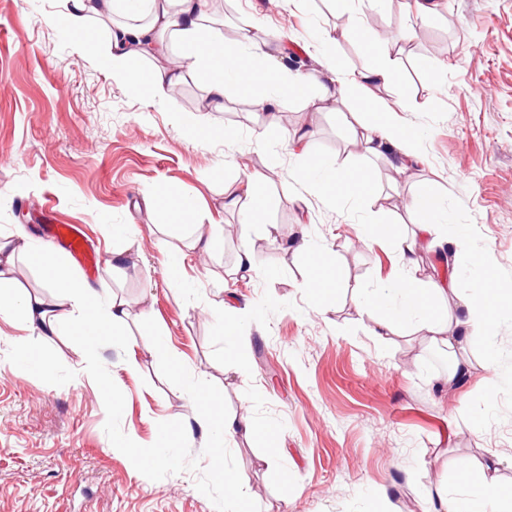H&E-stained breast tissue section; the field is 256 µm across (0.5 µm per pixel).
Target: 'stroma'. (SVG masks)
Wrapping results in <instances>:
<instances>
[{
    "label": "stroma",
    "instance_id": "35a3bbf8",
    "mask_svg": "<svg viewBox=\"0 0 512 512\" xmlns=\"http://www.w3.org/2000/svg\"><path fill=\"white\" fill-rule=\"evenodd\" d=\"M209 9L227 49L252 30L296 49L304 70L331 58L365 71L373 55L360 22L374 35L407 28L392 54L399 80L369 95L415 133L420 162L398 173L363 157L342 106L301 97L280 100L283 138L267 144L252 106L262 92L243 96L233 79L220 111L196 79L145 103L68 40L54 20L62 0H0V236L21 224L37 244L45 223L82 225L98 258L84 280L130 311L124 335L93 341L27 337L0 323V512H219L220 466L249 512H422L492 453L498 478L512 484V299L468 348L467 379L449 384L450 358L414 324L374 336L380 310L364 298L399 264L390 245L359 239L368 224L410 232L406 202L432 192L448 209L437 236L466 242L460 283L491 275L512 289V0H440L426 21L404 0H209ZM193 122L221 132L192 137ZM303 131L308 156L292 145ZM327 166L373 169L370 198L314 192ZM254 176L267 199L262 224L224 203ZM159 188L194 200L188 221L212 236L210 252L190 253L191 235L169 229L173 216L144 205ZM270 224L330 250L334 298L309 295L301 255L272 243ZM116 225L131 226V239L113 236ZM246 246L255 269L240 278L232 269ZM175 247L188 254L179 282L165 271ZM484 253L488 272L473 260ZM229 318L240 336L225 337ZM30 345L48 364L28 358ZM188 376L222 413L248 415L255 433L226 441L219 427L200 429Z\"/></svg>",
    "mask_w": 512,
    "mask_h": 512
}]
</instances>
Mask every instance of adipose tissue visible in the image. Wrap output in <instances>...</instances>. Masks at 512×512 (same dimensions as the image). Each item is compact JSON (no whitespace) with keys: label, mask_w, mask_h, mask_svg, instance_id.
<instances>
[{"label":"adipose tissue","mask_w":512,"mask_h":512,"mask_svg":"<svg viewBox=\"0 0 512 512\" xmlns=\"http://www.w3.org/2000/svg\"><path fill=\"white\" fill-rule=\"evenodd\" d=\"M104 18L111 19L112 24L101 34L95 24ZM208 18L207 0H66V11L59 22L79 50L96 55L105 69L136 88L145 101L172 96L186 77L193 76L205 82L209 96L218 105L224 101L226 76L231 73L240 84L269 89L268 122L276 120L278 99L298 94H313L320 100L330 98L355 107L360 134L354 145L358 150L383 157L403 169L416 163L414 134L392 123L387 112L367 95L370 85L388 84L396 79L390 51L406 41L405 28L371 38L376 62L364 72L350 74L331 65L322 71L303 74L292 72L282 57L268 51L263 43L248 42L239 52L226 49L223 41L207 27ZM165 55L172 60L168 69L148 72L142 68V61ZM374 181L368 169L357 173L334 169L327 173L322 189L337 201H360L366 198ZM406 208L413 223L411 234L387 233L371 225L364 230L368 242L388 241L399 262L396 278L375 289L368 302L383 308L390 298H401L402 306L396 316L378 320L380 335L396 334L398 322L409 316L417 317L425 339L454 355L448 379L459 381L469 371L461 351L471 337L489 335L498 312L497 302L505 291L496 289L489 300L462 293L448 259L436 278L421 280L417 275V255L420 249L437 244L435 225L443 201L437 196H418L410 199ZM285 246L307 258L312 273L307 288L329 295L335 278L328 250L311 246L304 239L288 240ZM22 256L40 266L51 294L17 289L16 261ZM439 297L453 302L454 319H447L436 309L434 301ZM128 317L123 300L110 289L92 287L74 275L52 248L33 247L21 231L16 232L14 240L0 241V321L31 332L52 330L60 324L66 335L86 338L122 335ZM186 388L197 403L195 420L200 428L206 430L218 424L228 437L241 429L251 430L248 416L220 417L217 407L195 381H187ZM464 487L475 491V498L447 496L425 512H512V485L497 482L490 476L488 467L470 474Z\"/></svg>","instance_id":"adipose-tissue-1"}]
</instances>
